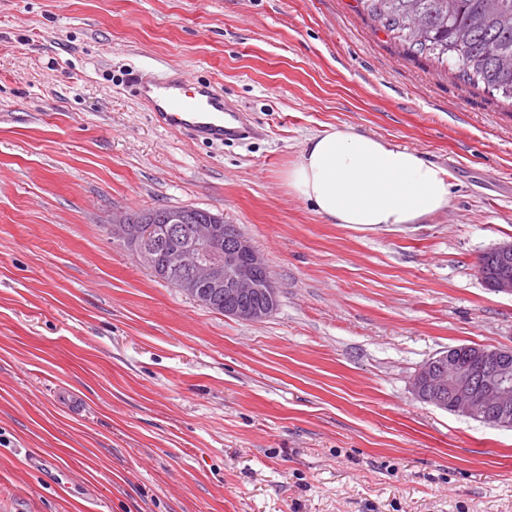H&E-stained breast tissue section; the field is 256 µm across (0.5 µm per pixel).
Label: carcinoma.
I'll list each match as a JSON object with an SVG mask.
<instances>
[{
  "instance_id": "carcinoma-1",
  "label": "carcinoma",
  "mask_w": 512,
  "mask_h": 512,
  "mask_svg": "<svg viewBox=\"0 0 512 512\" xmlns=\"http://www.w3.org/2000/svg\"><path fill=\"white\" fill-rule=\"evenodd\" d=\"M410 53L512 102V0H358Z\"/></svg>"
}]
</instances>
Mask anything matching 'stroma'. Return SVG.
Segmentation results:
<instances>
[{
  "mask_svg": "<svg viewBox=\"0 0 512 512\" xmlns=\"http://www.w3.org/2000/svg\"><path fill=\"white\" fill-rule=\"evenodd\" d=\"M181 67L260 136L157 126ZM347 126L452 175L420 224L324 223L281 180ZM206 209L279 305L212 311L113 243ZM512 240V104L408 55L357 0H0V512H512V430L418 401L460 345L512 349L480 257Z\"/></svg>",
  "mask_w": 512,
  "mask_h": 512,
  "instance_id": "obj_1",
  "label": "stroma"
}]
</instances>
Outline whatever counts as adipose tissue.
Wrapping results in <instances>:
<instances>
[{
  "label": "adipose tissue",
  "mask_w": 512,
  "mask_h": 512,
  "mask_svg": "<svg viewBox=\"0 0 512 512\" xmlns=\"http://www.w3.org/2000/svg\"><path fill=\"white\" fill-rule=\"evenodd\" d=\"M283 180L329 224H419L451 200L448 170L350 126L308 138Z\"/></svg>",
  "instance_id": "obj_1"
}]
</instances>
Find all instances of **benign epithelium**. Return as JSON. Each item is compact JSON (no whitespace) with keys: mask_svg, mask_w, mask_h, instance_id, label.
<instances>
[{"mask_svg":"<svg viewBox=\"0 0 512 512\" xmlns=\"http://www.w3.org/2000/svg\"><path fill=\"white\" fill-rule=\"evenodd\" d=\"M183 210L169 208L162 223H134L125 212L112 214V240L131 247L162 280L197 302L212 307L224 294V315L259 322L278 307V290L264 279V256L235 225L217 214L204 224H182ZM494 261L485 284L512 295V240L488 251ZM414 397L444 411L481 415L512 428V349L460 345L424 362L411 382Z\"/></svg>","mask_w":512,"mask_h":512,"instance_id":"1","label":"benign epithelium"}]
</instances>
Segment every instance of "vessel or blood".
<instances>
[{
    "mask_svg": "<svg viewBox=\"0 0 512 512\" xmlns=\"http://www.w3.org/2000/svg\"><path fill=\"white\" fill-rule=\"evenodd\" d=\"M137 96L148 103L157 124L207 142L238 141L253 129L242 113L224 107L223 95L208 84L190 85L179 69L137 82Z\"/></svg>",
    "mask_w": 512,
    "mask_h": 512,
    "instance_id": "b4317fda",
    "label": "vessel or blood"
}]
</instances>
